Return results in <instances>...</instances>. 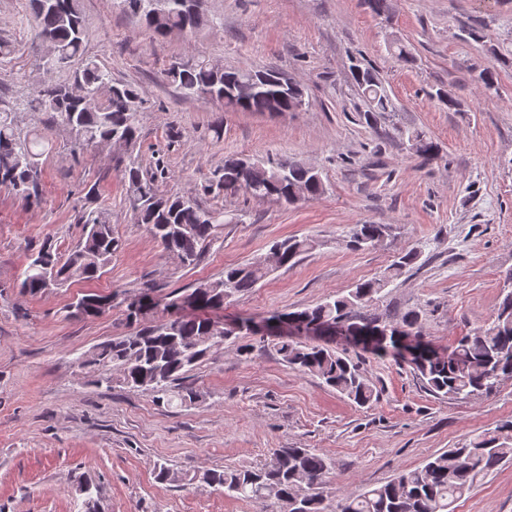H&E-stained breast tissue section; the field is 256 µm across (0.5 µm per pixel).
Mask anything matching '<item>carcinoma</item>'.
Instances as JSON below:
<instances>
[{"mask_svg":"<svg viewBox=\"0 0 512 512\" xmlns=\"http://www.w3.org/2000/svg\"><path fill=\"white\" fill-rule=\"evenodd\" d=\"M124 9L159 36L172 31L214 28L220 18L195 8L196 0H122ZM24 21L34 38L47 44L38 60L42 79L28 95L0 103V187L26 202L40 198L39 159L49 145L46 136L29 135L17 124V112H47L53 126L74 136L81 151L106 147L117 141L132 148L139 138L144 98L130 83L115 81L112 72L86 55L89 27L80 0H27ZM354 85L364 98V118L369 123L387 119L393 112L378 73L355 64ZM167 81L187 97L219 99L224 107L243 112H283L305 98V87L288 74L270 68H228L211 60L178 62L166 71ZM410 150L426 162L435 159L437 143L421 129L401 132ZM126 202L147 226L152 238L168 253L182 256V266L198 263L203 248L225 224L243 223L244 213L212 208L191 197L158 192L154 175L131 158L123 167ZM325 191L321 173L295 160L257 159L231 155L213 174L204 192L225 196L243 193L260 201L289 204L314 199ZM83 236L66 259L51 246L32 249L35 257L19 276L22 292L36 295L71 281L93 280L103 273L120 247L106 209L82 212ZM389 224H350L344 231L346 246L362 251L390 235ZM317 242L308 237H288L272 244L280 267L295 265ZM419 252H402L373 279L353 285L341 296L328 297L304 310L272 316L266 323L230 321L215 338L211 327L219 324L213 313L227 299L255 288L273 271L258 259L224 269L222 278L200 282L194 288L167 294L166 308L177 315L145 325L92 347L80 357V366L98 385L112 384V371L131 389L149 391L161 405L187 406L200 397L185 383L186 374L202 363L211 349L237 336L260 334L293 369L320 378L328 387L359 406L378 398L373 383L360 365L331 347L338 341L362 346L378 356H392L407 363L423 388L437 399H466L489 395L504 380H512V289L504 293L494 321L460 337L446 351L419 342L406 356L400 337L412 333L422 338L420 314L411 309L400 318L382 321L368 313L382 294L416 262ZM149 285L139 297V308L127 310L126 320L136 323L157 306ZM108 296L88 294L73 307L82 317L105 312ZM346 335L336 336V323ZM313 328L318 343H307L298 333ZM512 459V420L472 435L461 445L429 458L422 466L400 471L389 482L356 494L336 495L334 512H455V503L478 486L503 462ZM332 462L312 448H277L257 467H224L200 474L178 475L164 465L155 467L160 482L200 481L242 501H272L282 512H327L333 494ZM83 512H97L98 485L84 480L79 486Z\"/></svg>","mask_w":512,"mask_h":512,"instance_id":"cac0c4a2","label":"carcinoma"}]
</instances>
